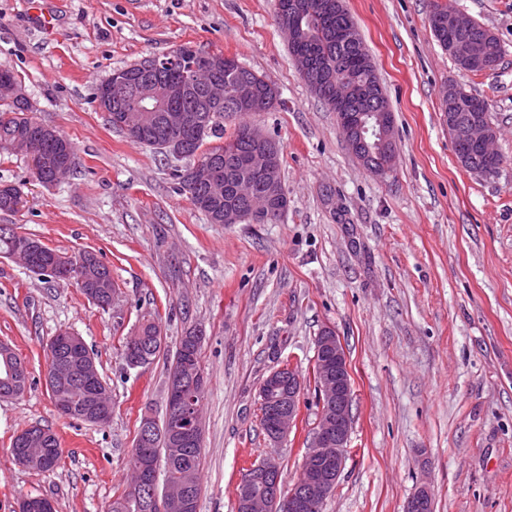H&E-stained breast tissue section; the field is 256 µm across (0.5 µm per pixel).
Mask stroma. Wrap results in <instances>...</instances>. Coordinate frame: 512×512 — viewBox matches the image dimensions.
Returning <instances> with one entry per match:
<instances>
[{
  "label": "stroma",
  "mask_w": 512,
  "mask_h": 512,
  "mask_svg": "<svg viewBox=\"0 0 512 512\" xmlns=\"http://www.w3.org/2000/svg\"><path fill=\"white\" fill-rule=\"evenodd\" d=\"M498 37L496 70L461 69L429 21L430 0H345L389 98L393 169L366 170L299 75L274 0H0V69L21 78L33 116L69 139L76 163L46 186L21 153L0 152V212L59 252H94L118 286L110 309L75 284L0 256V341L29 372L0 399V512L26 496L55 512H108L128 488L139 421L162 418L170 360L201 331L199 512H235L249 469L274 459L297 481L320 411L315 342L332 328L354 392L344 470L322 512H405L428 488L433 512H512V0H450ZM187 44L266 75L281 102L246 120L283 148L289 205L276 224H211L171 177L173 160L112 128L93 100L114 69ZM483 97L504 164L483 177L459 163L446 87ZM167 349L144 368L123 355L142 316ZM82 336L112 395V418L61 416L44 347ZM303 381L298 421L280 443L261 426L259 388L283 361ZM40 426L62 448L28 469L14 436Z\"/></svg>",
  "instance_id": "obj_1"
}]
</instances>
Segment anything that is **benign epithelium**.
<instances>
[{"label":"benign epithelium","mask_w":512,"mask_h":512,"mask_svg":"<svg viewBox=\"0 0 512 512\" xmlns=\"http://www.w3.org/2000/svg\"><path fill=\"white\" fill-rule=\"evenodd\" d=\"M307 9L305 0H279V14L290 17L301 15ZM196 53L192 46L179 45L170 51L143 59L130 67L115 70L105 81L99 84L96 93L98 108L106 113H113V119L126 129H134L131 114H142V120H154L163 123L169 136L161 141L159 149L168 157L180 159L183 156L182 137L188 132L206 130L213 118V113L224 108V91L215 88L204 94L199 104L192 110L176 106V101L189 93L200 89L203 76L224 71V54L210 52L201 64L192 62ZM448 55L454 56L470 67L478 63L483 70L490 71L496 66L493 56L485 55L473 59L468 43L451 41L448 43ZM297 66L301 78L306 82L315 80L319 73L318 64L307 57H297ZM0 90L10 96L23 94L22 84L0 71ZM233 98L249 112H265L269 102L257 97L248 84H241L232 90ZM380 124L378 137L384 147L396 144L395 118L378 114ZM448 125L457 128L462 141L484 140L495 142L496 132L492 123L485 117H475L464 124H458L454 113H448ZM339 127L344 140L356 157L364 163L359 146L365 143L368 129L352 118L340 116ZM249 136L257 145L256 157L262 167L271 170L280 165V146L258 128L249 129ZM21 152L30 158L33 169H39L44 162L42 140L29 138L21 141ZM184 190L189 201L195 205L204 201H214L221 190L227 188L222 176L219 160L210 156H197L193 166L181 172ZM247 213L226 210L217 216L218 223L238 224L248 218L259 219L271 217V207L278 206L283 212L288 208V196L283 185L271 180L266 192L259 196H247ZM25 255L38 262L45 272L64 275L65 268L58 265L53 258L40 253V246L24 243L10 255L15 259ZM50 361L46 385L51 389L60 387L77 389L85 395L84 418L98 424L109 422L112 407L103 406L102 399L109 397V388L101 382L93 354L88 349L82 336L66 332L50 340ZM315 368L319 375V392L321 409L315 425L312 446L309 449L298 487L301 494L288 496V512H319L325 499L333 490L345 466V449L348 448L352 430L353 390L345 349L332 329H325L316 339ZM27 374L26 365L12 357H5V375L0 379V391L13 394L16 380ZM199 372L194 370L188 375L175 374L168 379L167 413L171 437V451L176 453L182 448H192L199 439V424L194 414L195 387ZM302 382L294 368L283 371L279 367L270 372L263 380L259 397L260 404L267 409L273 422L269 433L270 440L277 442L288 435L299 415ZM150 426L142 428L137 447L139 454L146 458L139 468L140 480L136 497L155 496L156 475L154 464L149 461L148 446ZM45 435L39 432L22 431L15 438L14 446L18 462L25 465L29 461L44 464L49 472L57 468L59 460L53 458L49 449L44 447ZM255 480L266 488L267 497L254 496L252 481L245 477L240 483L243 496L242 505L249 512H266L268 499L279 500L280 469L276 462L267 460L257 465ZM170 506L184 510L190 507V491L183 488L174 495L171 491L163 494L160 509ZM19 512H54L52 502L44 497L25 498L19 505Z\"/></svg>","instance_id":"benign-epithelium-1"}]
</instances>
